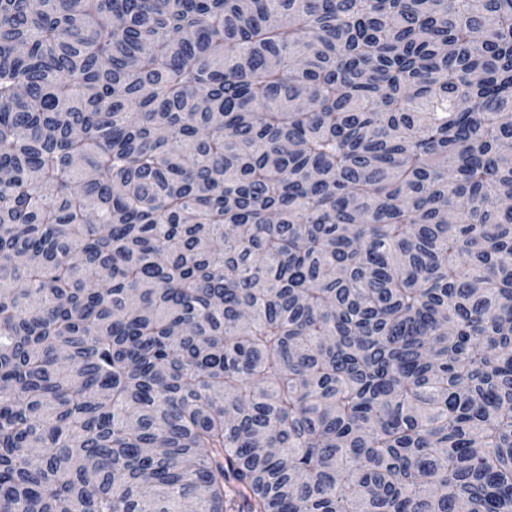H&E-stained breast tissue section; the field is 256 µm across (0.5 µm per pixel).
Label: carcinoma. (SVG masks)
I'll return each mask as SVG.
<instances>
[{
    "instance_id": "cac0c4a2",
    "label": "carcinoma",
    "mask_w": 512,
    "mask_h": 512,
    "mask_svg": "<svg viewBox=\"0 0 512 512\" xmlns=\"http://www.w3.org/2000/svg\"><path fill=\"white\" fill-rule=\"evenodd\" d=\"M0 512H512V0H0Z\"/></svg>"
}]
</instances>
